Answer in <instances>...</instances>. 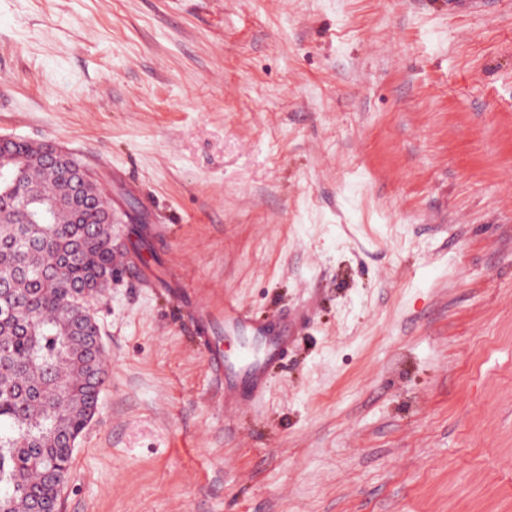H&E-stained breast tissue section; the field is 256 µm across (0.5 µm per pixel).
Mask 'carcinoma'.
<instances>
[{
	"instance_id": "obj_1",
	"label": "carcinoma",
	"mask_w": 512,
	"mask_h": 512,
	"mask_svg": "<svg viewBox=\"0 0 512 512\" xmlns=\"http://www.w3.org/2000/svg\"><path fill=\"white\" fill-rule=\"evenodd\" d=\"M30 208L58 202L56 223L41 225L40 241L32 242L33 225L24 223L19 207L0 199V279L9 290L16 316L7 317L0 297V512H21L22 497L38 489L37 477L50 465L71 467L73 449L61 445L56 433L80 435L81 411L62 407L42 395L47 384L67 391L70 399L86 401L84 355L68 346L60 309L80 312L88 306L75 285L101 273H112V240H89V226L109 223L96 208L81 214L61 200L63 176L27 169Z\"/></svg>"
}]
</instances>
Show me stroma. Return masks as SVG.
I'll return each mask as SVG.
<instances>
[{"mask_svg":"<svg viewBox=\"0 0 512 512\" xmlns=\"http://www.w3.org/2000/svg\"><path fill=\"white\" fill-rule=\"evenodd\" d=\"M0 135L112 203L60 512H512V0H0ZM134 261L287 359L222 399ZM179 302L187 308H193L197 313V320L195 329L202 335L207 330V325L214 321L223 322L224 325L228 324H244L246 329L252 333L253 336H243L252 338L255 336H267L270 334L274 326L269 322H253L243 315L239 305L231 300H225L224 308L217 312L212 311L204 302L195 299L190 295L185 296L179 293ZM191 303L193 306H191ZM199 336L204 339V343L208 340L207 336ZM81 342L84 353L90 362L87 373V384L91 393L99 395L100 382L104 378L103 369H107V356L103 346L99 325L93 318L80 316Z\"/></svg>","mask_w":512,"mask_h":512,"instance_id":"1","label":"stroma"}]
</instances>
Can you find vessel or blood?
<instances>
[{
	"mask_svg": "<svg viewBox=\"0 0 512 512\" xmlns=\"http://www.w3.org/2000/svg\"><path fill=\"white\" fill-rule=\"evenodd\" d=\"M182 305H193L197 320L198 332H205L208 324L219 321L223 324H242L255 336L267 337L268 342L261 354L243 353L236 359L226 358L217 349L211 350L208 368L220 390L230 388L240 390H256L265 382L269 371L280 363L288 349V339L284 336H273V326L268 322H253L243 315L239 305L231 300L225 301L219 311H212L204 302L192 299L191 296H180Z\"/></svg>",
	"mask_w": 512,
	"mask_h": 512,
	"instance_id": "b4317fda",
	"label": "vessel or blood"
}]
</instances>
